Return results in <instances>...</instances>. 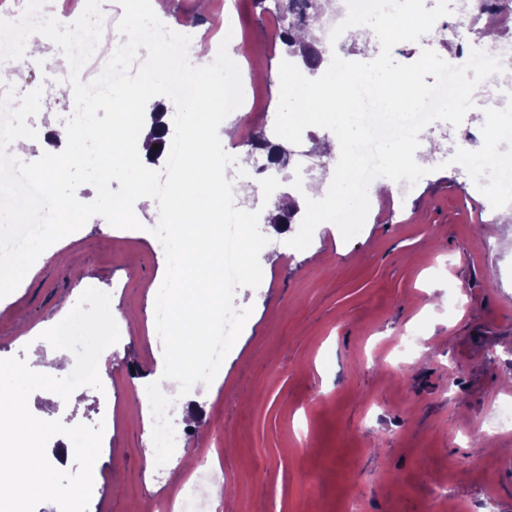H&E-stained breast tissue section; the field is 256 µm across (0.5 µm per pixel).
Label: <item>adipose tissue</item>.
I'll use <instances>...</instances> for the list:
<instances>
[{
	"mask_svg": "<svg viewBox=\"0 0 512 512\" xmlns=\"http://www.w3.org/2000/svg\"><path fill=\"white\" fill-rule=\"evenodd\" d=\"M236 75L232 68L218 74L207 73L204 62L188 67L189 81L202 86V93L186 103L185 108L196 116L195 127L181 134L183 163L174 190L161 203L147 186V170L142 159L123 153L121 145L128 134L140 141L153 135L151 126H138L127 131L123 122L135 112L136 105L129 91L114 88L112 111L116 120L99 131V141L105 150V159L113 171L126 175L128 184L139 201L147 207H162L164 217L173 229L172 244L180 254L183 267L184 290L168 296L170 307L168 331L171 360L168 370L151 374L140 372L139 381L150 383L155 390H163L166 383L176 378H189L190 364L206 346L207 320L213 310L223 307L224 301L215 293L224 278V250L221 226L224 220V168L217 164L206 149L212 122V97L209 86L228 83ZM280 97L288 111L314 105L316 111L328 112L345 140L357 135L355 117L364 109L363 101L348 87L347 69L341 62L325 67L318 82L300 77H277ZM0 471L13 477L12 490L16 493H40L48 486L45 465L36 453L15 456L0 448Z\"/></svg>",
	"mask_w": 512,
	"mask_h": 512,
	"instance_id": "1",
	"label": "adipose tissue"
}]
</instances>
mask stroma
<instances>
[{
    "label": "stroma",
    "instance_id": "stroma-1",
    "mask_svg": "<svg viewBox=\"0 0 512 512\" xmlns=\"http://www.w3.org/2000/svg\"><path fill=\"white\" fill-rule=\"evenodd\" d=\"M202 1L158 0L153 9L191 24L203 44L221 40L232 17L248 49L241 77L281 69L283 46L255 0H206V9ZM41 44V57L7 73L43 86L41 110L27 119L43 138L64 126L74 101L63 53ZM485 152V142L468 143V163L435 161L414 173L407 197H377L368 223L347 214L332 228L315 221L328 192L322 170L278 173L279 194L302 205L285 235L270 221L274 206L254 167H227L272 247L260 286L236 292V308L252 313L217 390H168L177 427L200 399L197 435L149 471L153 441L129 368L167 364L151 293L170 277L167 249L151 231L163 217L138 204L141 230L97 216L54 243L27 286L0 298V368L28 382L23 404L44 425L40 453L53 482H83L86 451L76 442L102 431L105 442L91 451L112 512H157L182 496L192 460L215 476L204 512H224L228 500L243 512H512V426L478 432L493 404L512 400V220L496 217L512 201L482 179ZM78 316L81 343L101 347L103 359L74 410L40 381L68 377L76 344L65 335ZM101 322L111 326L107 346ZM407 335L417 347L405 355ZM312 476L316 495H301Z\"/></svg>",
    "mask_w": 512,
    "mask_h": 512
}]
</instances>
